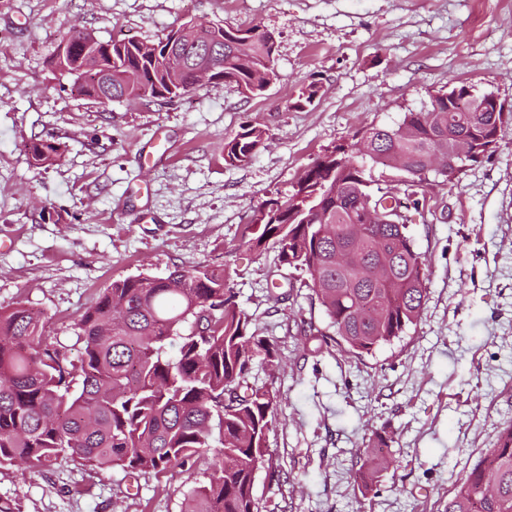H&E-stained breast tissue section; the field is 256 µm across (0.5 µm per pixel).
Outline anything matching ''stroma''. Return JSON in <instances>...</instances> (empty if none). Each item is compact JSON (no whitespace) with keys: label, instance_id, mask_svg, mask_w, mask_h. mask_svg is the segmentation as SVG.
I'll list each match as a JSON object with an SVG mask.
<instances>
[{"label":"stroma","instance_id":"stroma-1","mask_svg":"<svg viewBox=\"0 0 512 512\" xmlns=\"http://www.w3.org/2000/svg\"><path fill=\"white\" fill-rule=\"evenodd\" d=\"M191 21L272 32L278 79L251 97L215 82L171 103L103 104L55 64L76 28L154 42ZM453 80L512 108V0H0V305L41 312L74 353L77 316L113 281L223 268L279 359L252 368L275 396L259 512H444L512 424V129L426 207L404 209L427 294L417 323L375 354L302 342L300 321L328 328L310 274L283 264L274 241H249L258 212L314 162ZM311 84L314 102L296 107ZM246 124L265 140L248 164H227L224 143ZM37 137L59 145L60 162L33 165ZM273 283L287 294L275 308ZM380 435L391 464L367 492L357 475ZM212 464L206 453L133 480L61 455L0 467V500L19 512H183Z\"/></svg>","mask_w":512,"mask_h":512}]
</instances>
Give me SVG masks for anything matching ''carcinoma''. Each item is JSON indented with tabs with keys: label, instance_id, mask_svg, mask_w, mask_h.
Segmentation results:
<instances>
[{
	"label": "carcinoma",
	"instance_id": "obj_1",
	"mask_svg": "<svg viewBox=\"0 0 512 512\" xmlns=\"http://www.w3.org/2000/svg\"><path fill=\"white\" fill-rule=\"evenodd\" d=\"M198 39L168 49L170 37L145 43L102 42L99 57L82 58L80 43L56 59L70 74L75 63L101 67L96 83L78 87L108 101L174 99L197 89L196 62L215 56L216 81L255 94L253 78L277 76L275 45L259 25L229 28L200 21ZM451 87L466 100L430 99L395 126L365 129L340 160L316 161L297 185V205L276 219H260L259 246L274 240L281 260L307 271L329 325L357 357L403 337L419 318L426 297L425 263L405 224H381L402 201L420 204L418 181L445 173L431 157L448 138H470L477 162L493 135L492 113L471 111L472 87ZM265 131L247 125L224 143L231 165L251 161ZM36 165L61 160L60 148L42 138L28 144ZM393 168L408 181L403 197L369 191L366 163ZM321 212L314 213L315 205ZM191 329L183 331L185 324ZM251 318L239 309L224 270L175 269L165 278L139 274L112 282L76 320L82 343L77 360L46 336L41 313L17 302L0 307V467L37 466L61 453L100 470L120 467L134 480L187 464L215 449L207 481L194 488L184 512H259L253 469L264 462L265 430L274 405L269 390L250 382L258 357L279 363ZM177 344V355L167 346ZM387 461L366 456L360 471L369 488ZM445 512H512V444L488 449L461 477Z\"/></svg>",
	"mask_w": 512,
	"mask_h": 512
}]
</instances>
